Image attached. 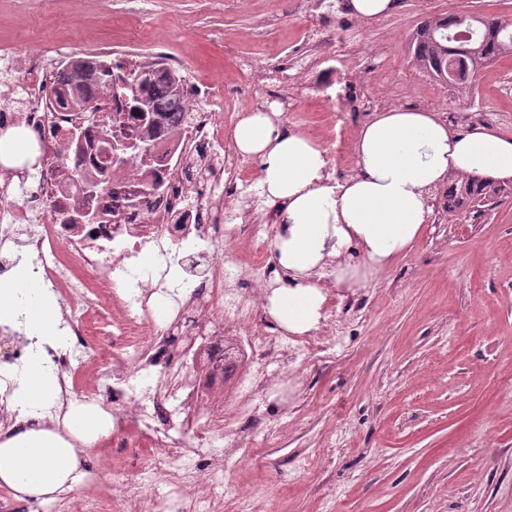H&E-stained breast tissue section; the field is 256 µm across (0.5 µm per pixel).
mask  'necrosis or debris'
I'll use <instances>...</instances> for the list:
<instances>
[{
	"label": "necrosis or debris",
	"mask_w": 512,
	"mask_h": 512,
	"mask_svg": "<svg viewBox=\"0 0 512 512\" xmlns=\"http://www.w3.org/2000/svg\"><path fill=\"white\" fill-rule=\"evenodd\" d=\"M334 39L327 28L314 43L297 44L291 58L253 65L255 81L293 83L295 58L318 56ZM9 58L21 75L25 110L0 111V125L30 135L37 174L0 168V253L31 262L32 275L60 295L65 337L61 346L41 351L28 336L0 329V350L9 356L0 367V436L19 412V373L32 355H41L61 388L43 426L65 434L69 404L94 403L112 417V430L97 447L137 451L132 473L94 483L82 492L78 512H220L224 453L214 442L224 435L225 337H246L260 365L276 354L305 357L322 348L315 339L256 323L277 270L267 252L279 227L245 223L232 201L245 164L224 137L226 115L192 107L197 99L224 100V87L202 86L176 54L153 57L154 70L178 77L189 109L154 127L144 146L128 86L147 62L129 44L82 54L77 83L72 62L61 54L13 52ZM70 90L96 103V114L72 111ZM103 167L107 189L89 195ZM76 209L92 211L94 223H67ZM239 238L254 253L245 269L224 261L227 242ZM146 254L154 266L139 280L133 271ZM177 255L190 259L187 290L172 297L175 317L163 324L155 303L169 295L167 276ZM177 455L206 456L207 466L172 471ZM159 475L170 486L162 499L115 493L129 479L149 484ZM189 484L198 488L191 500Z\"/></svg>",
	"instance_id": "4bbe7bcc"
}]
</instances>
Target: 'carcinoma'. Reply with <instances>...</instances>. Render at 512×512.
I'll return each instance as SVG.
<instances>
[{
  "instance_id": "cac0c4a2",
  "label": "carcinoma",
  "mask_w": 512,
  "mask_h": 512,
  "mask_svg": "<svg viewBox=\"0 0 512 512\" xmlns=\"http://www.w3.org/2000/svg\"><path fill=\"white\" fill-rule=\"evenodd\" d=\"M459 17L456 14L429 17L417 27L412 37L413 62L415 66L429 74L437 82H448L446 68L451 56L458 49H466L469 76L456 82L458 91L469 92L475 84L479 71L497 59L512 54V18L509 16H468L464 23L474 26L473 37L461 45L454 38L458 30ZM158 83L155 95H142L136 99V111L154 113L158 118L166 117L168 112L181 111L180 87L166 74L153 72L143 75L140 84ZM454 198L452 208L458 209L475 201H492L508 194L505 182L491 179L457 178L449 188Z\"/></svg>"
}]
</instances>
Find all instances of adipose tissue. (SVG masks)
Returning a JSON list of instances; mask_svg holds the SVG:
<instances>
[{"mask_svg": "<svg viewBox=\"0 0 512 512\" xmlns=\"http://www.w3.org/2000/svg\"><path fill=\"white\" fill-rule=\"evenodd\" d=\"M238 153L258 159L259 188L281 229L274 258L287 284L266 296L264 311L282 330H317L327 295L326 274L336 281L372 277L391 268L429 222L431 193L449 177L512 178V137L493 129L452 127L432 110L395 107L359 130L355 172L343 180L326 174L321 145L300 131L280 130L274 112L254 110L233 126ZM361 262L351 265V253ZM23 314L28 329L50 346L61 337L41 285L25 272L0 283V317ZM57 377L33 357L17 391L22 426L0 442V484L17 498L53 501L87 476L73 440L90 443L112 427L96 404L71 403L67 436L26 426L33 409L52 407Z\"/></svg>", "mask_w": 512, "mask_h": 512, "instance_id": "obj_1", "label": "adipose tissue"}]
</instances>
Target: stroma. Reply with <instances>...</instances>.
<instances>
[{"label": "stroma", "mask_w": 512, "mask_h": 512, "mask_svg": "<svg viewBox=\"0 0 512 512\" xmlns=\"http://www.w3.org/2000/svg\"><path fill=\"white\" fill-rule=\"evenodd\" d=\"M448 12L512 15V0H397L367 25L371 69L337 26L319 66L336 87L364 78L375 95L430 108L439 84L412 61L409 38ZM306 0H0V48L132 41L178 54L225 88V111L249 63L288 54L313 27ZM237 54L225 56V45ZM460 128L512 135V56L460 95ZM289 128L325 141L324 102L282 106ZM442 192L421 238L378 279L337 289L344 332L320 357L277 359L248 410L224 381V512H512V195L444 218Z\"/></svg>", "instance_id": "35a3bbf8"}]
</instances>
